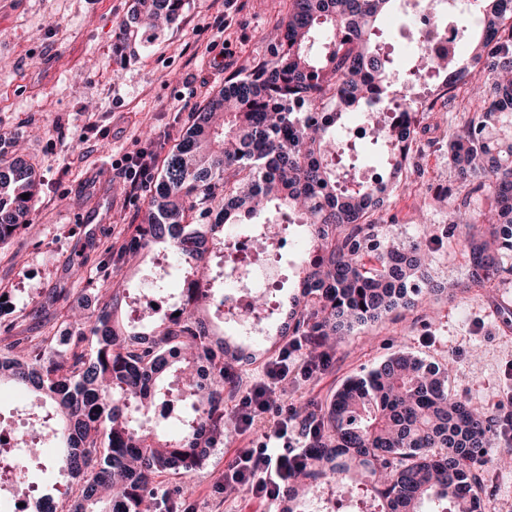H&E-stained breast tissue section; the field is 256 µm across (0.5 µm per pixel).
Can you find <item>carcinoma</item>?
Listing matches in <instances>:
<instances>
[{"label": "carcinoma", "instance_id": "1", "mask_svg": "<svg viewBox=\"0 0 512 512\" xmlns=\"http://www.w3.org/2000/svg\"><path fill=\"white\" fill-rule=\"evenodd\" d=\"M504 0H476L479 29L459 26L471 49L466 66L440 67L446 84L467 81L473 111L448 142V162L465 194L445 235L465 248L467 280L455 290L431 284V255L418 243L399 245L384 232V195L407 185L409 162L398 142L417 140L415 112L402 123L373 97L398 64L377 43V21L399 0H289L269 57L235 74L200 103L144 190L146 208L130 240L85 275L94 302L70 309L65 339L27 338L0 353V386L30 401L21 445L44 474L47 496L73 482L62 512H176V491L160 480L189 475L224 444V358L244 357L217 335L218 312L207 255L224 253V225L278 224L290 213L306 226L308 259L280 335L315 348L333 336L409 312L435 293L489 291L512 275V13ZM185 0H133L114 45L118 62L147 49L149 18L174 21ZM369 113L380 133L370 144L394 158L382 184L354 176L341 184L339 164L359 144L338 136L347 114ZM41 180L35 166L0 149V247L27 225ZM28 198H22V195ZM163 244L194 285L190 308L147 317L119 276L129 256ZM190 411L173 434L151 419L158 403ZM294 412L314 422L318 463L331 475L355 465L372 476L387 512H422L426 501L472 512L488 491L484 466L508 467L512 451L490 456L503 423L448 392V368L400 353L347 381L327 411L305 404ZM57 449L51 465L35 438Z\"/></svg>", "mask_w": 512, "mask_h": 512}]
</instances>
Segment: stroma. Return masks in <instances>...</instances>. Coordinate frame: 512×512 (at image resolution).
<instances>
[{
    "label": "stroma",
    "mask_w": 512,
    "mask_h": 512,
    "mask_svg": "<svg viewBox=\"0 0 512 512\" xmlns=\"http://www.w3.org/2000/svg\"><path fill=\"white\" fill-rule=\"evenodd\" d=\"M133 0H0V139L20 141L42 182L30 222L0 248V287L10 289V333L0 348L26 336L56 335L76 305L81 285L74 262L96 264L109 247L128 241L139 221L141 196L127 195L117 166L143 149L163 156L182 134L188 112L230 75L267 58L288 0H186L179 18L151 47L118 65L112 45ZM227 30L218 33L217 20ZM185 97V114L173 105ZM470 110L465 93L437 99L425 113L428 139L442 143L421 158V182L454 183L445 143ZM456 198L440 201L417 187L394 193L384 211L391 239L418 241L432 255L429 275L439 286L464 281L462 246L442 238ZM512 286L484 294L439 295L423 308L354 332L333 349L322 374L289 385L283 409L300 401L327 402L346 380L405 350L450 362L449 390L501 410L512 391ZM260 433H225L224 444L190 476L164 475L176 488L180 512H228L224 474Z\"/></svg>",
    "instance_id": "obj_1"
}]
</instances>
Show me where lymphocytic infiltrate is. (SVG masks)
<instances>
[{"instance_id":"1","label":"lymphocytic infiltrate","mask_w":512,"mask_h":512,"mask_svg":"<svg viewBox=\"0 0 512 512\" xmlns=\"http://www.w3.org/2000/svg\"><path fill=\"white\" fill-rule=\"evenodd\" d=\"M332 361L330 350L319 355L304 353L301 342L284 344L263 364L261 376L237 390L233 408L238 435L261 430L259 448L240 453L236 465L224 475V494L246 493L261 503L276 502L298 471L306 468L314 448L310 432L302 430L293 416L274 410L289 384L306 380L325 370Z\"/></svg>"}]
</instances>
